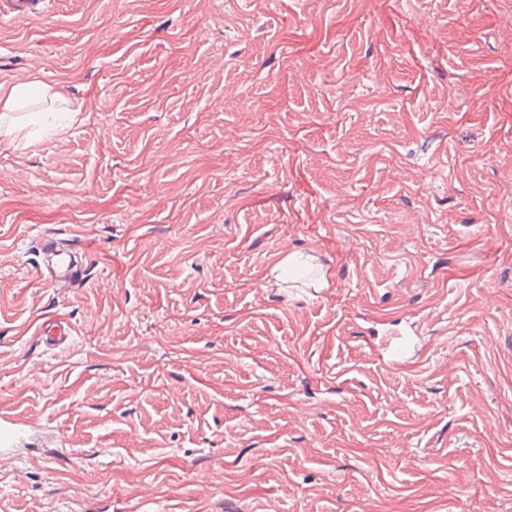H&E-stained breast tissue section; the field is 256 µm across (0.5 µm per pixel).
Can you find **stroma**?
I'll return each mask as SVG.
<instances>
[{"label": "stroma", "instance_id": "35a3bbf8", "mask_svg": "<svg viewBox=\"0 0 512 512\" xmlns=\"http://www.w3.org/2000/svg\"><path fill=\"white\" fill-rule=\"evenodd\" d=\"M34 78L0 512H512V0H54L0 22ZM15 418L0 417V463H12L23 448H16L17 429L14 427Z\"/></svg>", "mask_w": 512, "mask_h": 512}]
</instances>
